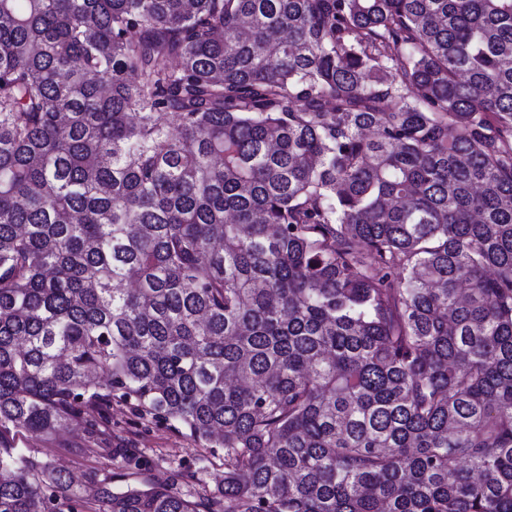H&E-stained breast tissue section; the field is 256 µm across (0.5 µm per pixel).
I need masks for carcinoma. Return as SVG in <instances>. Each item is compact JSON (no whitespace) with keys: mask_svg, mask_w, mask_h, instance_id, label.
<instances>
[{"mask_svg":"<svg viewBox=\"0 0 512 512\" xmlns=\"http://www.w3.org/2000/svg\"><path fill=\"white\" fill-rule=\"evenodd\" d=\"M205 500L15 446L112 402ZM512 512V0H0V512Z\"/></svg>","mask_w":512,"mask_h":512,"instance_id":"carcinoma-1","label":"carcinoma"}]
</instances>
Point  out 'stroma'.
<instances>
[{
    "label": "stroma",
    "mask_w": 512,
    "mask_h": 512,
    "mask_svg": "<svg viewBox=\"0 0 512 512\" xmlns=\"http://www.w3.org/2000/svg\"><path fill=\"white\" fill-rule=\"evenodd\" d=\"M16 445L47 453L56 467L79 482L91 474L132 479L118 454L122 448L140 458L142 478L178 482L183 493L197 499L209 496L224 476L223 451H210L169 424L139 418L118 404L107 415L91 413L87 422L51 436L19 434Z\"/></svg>",
    "instance_id": "stroma-1"
}]
</instances>
